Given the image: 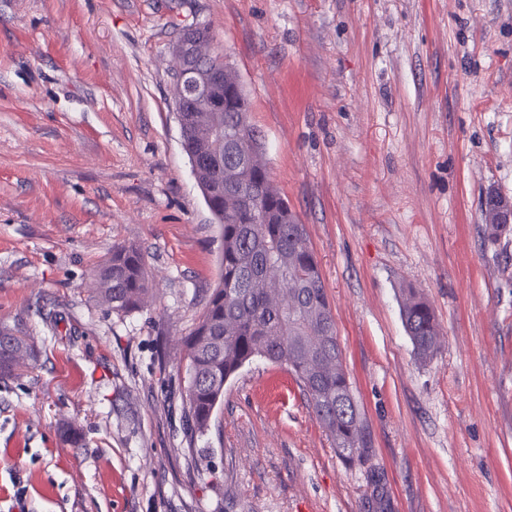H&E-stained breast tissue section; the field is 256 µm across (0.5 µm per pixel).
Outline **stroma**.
<instances>
[{"instance_id": "stroma-1", "label": "stroma", "mask_w": 512, "mask_h": 512, "mask_svg": "<svg viewBox=\"0 0 512 512\" xmlns=\"http://www.w3.org/2000/svg\"><path fill=\"white\" fill-rule=\"evenodd\" d=\"M195 22L306 226L365 463L262 359L185 439V339L222 245L173 96ZM490 192L512 198V0H0V324L40 351L0 379V512H375L374 471L386 512H512V237L483 235ZM129 244L158 291L119 315L88 275ZM408 287L440 327L427 361ZM401 319L417 357L432 358L439 349V326L429 303L413 288L404 291Z\"/></svg>"}]
</instances>
